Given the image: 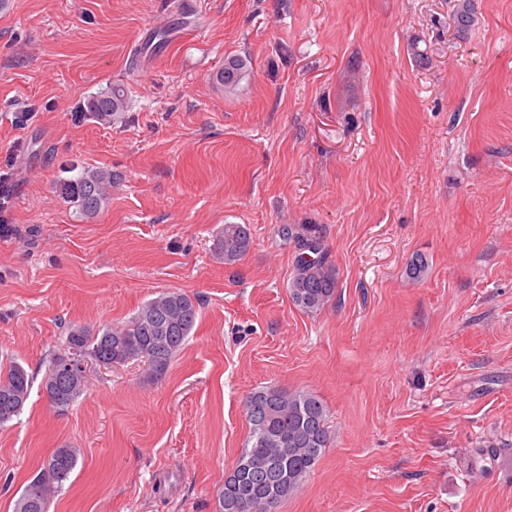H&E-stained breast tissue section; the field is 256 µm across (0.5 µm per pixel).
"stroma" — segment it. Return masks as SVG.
I'll return each mask as SVG.
<instances>
[{
  "instance_id": "1",
  "label": "stroma",
  "mask_w": 512,
  "mask_h": 512,
  "mask_svg": "<svg viewBox=\"0 0 512 512\" xmlns=\"http://www.w3.org/2000/svg\"><path fill=\"white\" fill-rule=\"evenodd\" d=\"M454 4L0 0V365L42 377L70 325L168 290L198 308L163 376L89 362L64 411L33 385L0 427V512L62 446L49 512H218L264 386L313 393L332 431L276 512H512V0L462 38ZM117 85L118 118L83 112ZM93 167L119 180L88 217L56 186ZM227 224L253 240L232 265ZM284 224L322 229L321 312L289 296ZM245 67L246 63L240 58L227 59L224 62V69L215 74L214 80L217 84L224 86V91L230 94L242 79ZM213 252L224 264L232 265L244 257L252 245L250 229L245 224H227L214 239Z\"/></svg>"
}]
</instances>
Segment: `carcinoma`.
I'll list each match as a JSON object with an SVG mask.
<instances>
[{
  "label": "carcinoma",
  "mask_w": 512,
  "mask_h": 512,
  "mask_svg": "<svg viewBox=\"0 0 512 512\" xmlns=\"http://www.w3.org/2000/svg\"><path fill=\"white\" fill-rule=\"evenodd\" d=\"M476 0H456L452 21L461 36L473 26ZM246 63L240 58L224 62L214 80L227 93L234 92ZM127 95L110 87L91 96L85 111L109 122L125 111ZM117 177L109 169H86L75 180H64L58 192L84 215L103 208ZM284 240L295 244L294 274L288 284L292 302L307 313L322 311L336 296V269L324 247L317 224L281 228ZM252 237L245 224H226L215 237L213 252L232 265L250 250ZM198 309L186 294L170 290L150 299L132 319L119 326L92 330L72 325L65 347L53 355L41 379L50 403L69 408L84 392L79 364L84 360L112 359L118 363L148 359L154 375H163L172 358L182 350L197 319ZM34 377L20 363L0 367V425L18 416L29 399ZM249 443L218 492L219 512H274L277 504L296 493L331 444L327 409L309 392H287L275 386L258 389L246 398ZM80 449L57 448L39 475L19 494L14 512H47V504L69 480Z\"/></svg>",
  "instance_id": "1"
}]
</instances>
